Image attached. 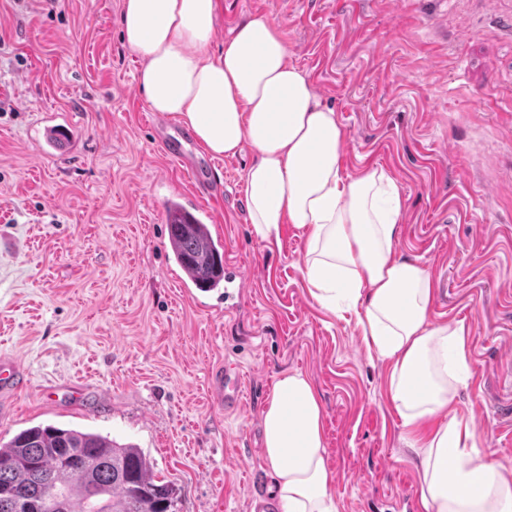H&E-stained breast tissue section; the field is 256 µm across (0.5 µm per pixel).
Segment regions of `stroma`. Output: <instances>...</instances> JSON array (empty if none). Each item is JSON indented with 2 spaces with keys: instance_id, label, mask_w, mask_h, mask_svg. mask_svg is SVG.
<instances>
[{
  "instance_id": "obj_1",
  "label": "stroma",
  "mask_w": 512,
  "mask_h": 512,
  "mask_svg": "<svg viewBox=\"0 0 512 512\" xmlns=\"http://www.w3.org/2000/svg\"><path fill=\"white\" fill-rule=\"evenodd\" d=\"M121 3L0 0V356L26 379L0 396V443L40 424L96 432L140 448L178 488L176 512H249L275 488L263 411L299 371L322 401L340 512H404L419 482L388 368L311 295L304 235L255 234L251 152L213 159L217 192L200 203L245 299L224 312L186 294L164 208L191 186L157 145L180 124L145 104ZM253 14L281 26L336 111L343 173L396 180L397 249L432 274L433 322L469 330L456 412L512 473V0H220L214 48ZM47 112L74 129L70 153L42 147ZM227 361L245 381L233 414L208 396Z\"/></svg>"
}]
</instances>
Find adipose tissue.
<instances>
[{"label":"adipose tissue","mask_w":512,"mask_h":512,"mask_svg":"<svg viewBox=\"0 0 512 512\" xmlns=\"http://www.w3.org/2000/svg\"><path fill=\"white\" fill-rule=\"evenodd\" d=\"M217 22L218 0H123L121 34L140 62L148 108L175 116L211 156L252 151L249 222L263 240L287 223L305 234L312 296L337 318L355 314L369 356L387 363L423 512H512V473L474 455L476 432L455 411L469 372L465 326L432 322L428 267L395 249L403 219L395 179L381 168L342 173L337 114L292 63L273 19L238 23L218 51ZM262 422L282 512H339L310 379L280 375Z\"/></svg>","instance_id":"obj_1"}]
</instances>
